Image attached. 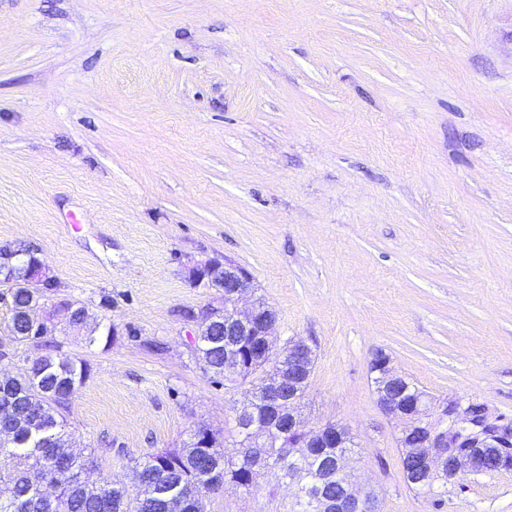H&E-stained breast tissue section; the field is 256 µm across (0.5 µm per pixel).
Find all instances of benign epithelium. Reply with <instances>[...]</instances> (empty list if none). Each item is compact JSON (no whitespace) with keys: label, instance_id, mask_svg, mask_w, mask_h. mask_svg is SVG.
Instances as JSON below:
<instances>
[{"label":"benign epithelium","instance_id":"obj_1","mask_svg":"<svg viewBox=\"0 0 512 512\" xmlns=\"http://www.w3.org/2000/svg\"><path fill=\"white\" fill-rule=\"evenodd\" d=\"M20 251L12 245L0 246V300L8 302L10 288H37L39 292L24 310L30 326L42 335L54 333L55 327L36 316L44 305L40 289L49 288L54 276L49 267L42 264L31 271L17 265ZM192 282L216 291L224 303L209 304L199 314H190L195 324V335L204 336L208 326L224 319V335L242 336L252 344L256 357L262 361L257 370L263 387L266 413L272 422L288 414V428L296 433L299 448H340L350 434L340 424L327 423L310 427L299 412L300 395L304 384L310 379L314 365L311 347L300 340L288 344V367L283 369L272 364L274 345L272 330L278 322L276 310L262 300H255L250 307H241V302L253 292L251 274L229 260L207 259L195 264L189 271ZM377 373V403L402 427L415 423L423 428L424 439L419 447L405 444L401 459L416 462L415 473L408 474L409 481L416 486H425L445 473L446 459L455 460L453 475L474 472L478 456L487 448L496 449L504 458L512 456V422L492 419L484 406L470 403L462 406L458 400H449L437 405V419L428 420L432 397L390 366V358L382 359L374 368ZM343 493L335 501H324L322 512H381V502L370 489L350 480L342 485Z\"/></svg>","mask_w":512,"mask_h":512}]
</instances>
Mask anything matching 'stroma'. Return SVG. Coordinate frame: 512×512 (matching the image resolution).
I'll list each match as a JSON object with an SVG mask.
<instances>
[{
  "label": "stroma",
  "mask_w": 512,
  "mask_h": 512,
  "mask_svg": "<svg viewBox=\"0 0 512 512\" xmlns=\"http://www.w3.org/2000/svg\"><path fill=\"white\" fill-rule=\"evenodd\" d=\"M36 250L55 302L109 342L20 344L91 376L65 416L98 474L232 450L245 398L211 383L184 316L190 267L228 258L316 353L310 425L347 427L382 512H512V471L427 492L369 363L512 419V0H0V244ZM269 472L207 512H286ZM59 306L64 312L65 323L67 324V326L73 327V328L78 327L79 324L75 321V318H74L73 305L68 306V305L60 304ZM82 306H83V308L79 309L78 311L81 313H87V315H86V318L84 319L83 323L81 324V326L78 327L77 331L79 332L80 330L86 329L88 334H87L85 340L89 345H91L92 343L94 344L98 339L96 336H94V333H96V331L98 329H100V323L97 322L96 318L89 312V309L86 307L85 304Z\"/></svg>",
  "instance_id": "1"
}]
</instances>
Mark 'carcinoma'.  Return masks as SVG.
I'll return each instance as SVG.
<instances>
[{
  "mask_svg": "<svg viewBox=\"0 0 512 512\" xmlns=\"http://www.w3.org/2000/svg\"><path fill=\"white\" fill-rule=\"evenodd\" d=\"M29 299V289L13 290L8 328L17 343L43 341L21 321V312ZM79 312L86 314L79 329L87 330L86 342L92 344L97 341L94 333L100 329V323L88 308ZM194 357L213 382L224 379V331L198 337ZM90 373L91 366L83 358L66 353L57 357L40 355L25 359L14 371L10 384L0 390V403L10 404L16 418L15 441L8 446L0 445V512H206L208 493L215 490V478L249 491L263 473L278 471L285 477L296 466L303 472L310 495L321 499L334 497L340 488V480L322 479L324 463L328 456L336 454V449L315 454L307 448H297L286 427L278 429L273 447L256 448L243 430L255 417V413L247 411L235 416L239 440L231 454L213 440L209 448L160 451L136 464L144 479L169 490L167 494L133 492L117 476H107L98 484L85 482L80 479L87 468L85 457H74L66 448L64 412ZM31 419L37 420L40 429L36 439L30 437ZM33 456L45 460L47 475L56 485L57 497L51 506L37 494L28 466V459Z\"/></svg>",
  "mask_w": 512,
  "mask_h": 512,
  "instance_id": "1",
  "label": "carcinoma"
}]
</instances>
